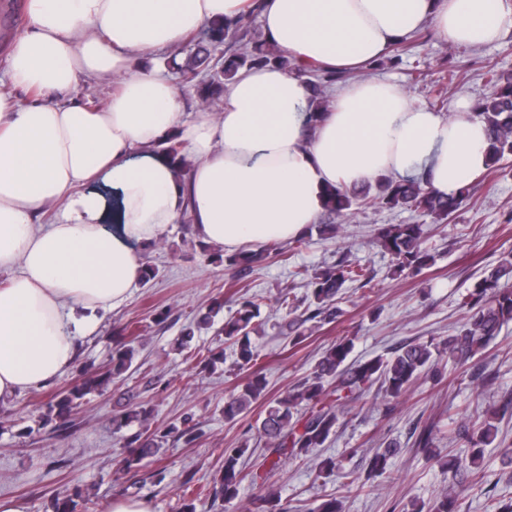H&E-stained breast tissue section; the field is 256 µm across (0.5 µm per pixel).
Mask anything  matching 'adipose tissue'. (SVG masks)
Wrapping results in <instances>:
<instances>
[{
	"instance_id": "ef3b65f1",
	"label": "adipose tissue",
	"mask_w": 512,
	"mask_h": 512,
	"mask_svg": "<svg viewBox=\"0 0 512 512\" xmlns=\"http://www.w3.org/2000/svg\"><path fill=\"white\" fill-rule=\"evenodd\" d=\"M248 0H28L8 66L30 99L0 94V401L71 369L80 340L143 277L145 246L189 215L197 237L235 251L316 223L330 186L420 179L450 193L484 169L485 124L445 114L376 78L347 84L308 123L296 72L240 71L220 112L184 118L168 78L140 58ZM266 39L298 67L353 72L429 25L461 46L512 27V0H258ZM118 78L91 109L79 77ZM178 134L180 178L157 145ZM59 207L54 223L41 216Z\"/></svg>"
}]
</instances>
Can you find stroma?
Listing matches in <instances>:
<instances>
[{
  "label": "stroma",
  "mask_w": 512,
  "mask_h": 512,
  "mask_svg": "<svg viewBox=\"0 0 512 512\" xmlns=\"http://www.w3.org/2000/svg\"><path fill=\"white\" fill-rule=\"evenodd\" d=\"M423 32V38L402 45L399 63L380 59L356 72V79L397 83L418 102L449 113L458 101L476 103L487 91V66L512 73V29L496 43L473 47L442 40L428 26ZM382 224L422 225L432 264L415 276L396 275L391 255L375 240V230ZM277 248L241 279L223 264L205 260L191 225H171L157 247L144 251L156 278L140 283L121 308L101 320L98 331L80 343L73 368L0 405V500L13 502L18 512H52L55 495L78 489L94 499V512H104L114 498L147 501L151 512H182L190 501L196 512H247L261 493L259 485L244 484L239 498L229 504L213 501L209 494L223 463V449L236 447L258 417L253 411L232 421L224 418L225 398L245 382L247 373L229 360L213 372L200 369L199 359L224 343L220 325L199 330L189 348L179 352L175 345L183 329L217 302L223 303L225 313H232L237 300L232 285L243 281L248 295L259 299L266 319L263 331L251 339L272 397L309 377L337 337H353L350 358L355 361L390 356L411 340L440 341L455 335L469 318L462 300L488 269L512 253V155L497 171L471 180L469 195L447 223L400 208L360 207L336 238H323L311 228L300 239L278 242ZM342 257L367 268L370 283H346L336 322L292 345L279 332L284 312L278 297L305 295V282L296 277V270L325 267ZM158 308L169 312L161 325L152 321ZM123 328L142 333L138 355L124 379L110 386L107 394L89 395L87 404L73 412L68 429L55 432L43 425L45 403L69 388L83 370L109 364L117 332ZM439 366L441 382L420 376L397 400L372 386L348 403L324 447L308 459L288 461L269 473L267 482L288 512H309L328 495L342 502L343 512H407L411 501L426 502L445 491L457 496L460 512H488L486 505L493 498L512 502V468L502 456L504 444H512V412L500 424V443L484 450L482 480L448 471L436 460L437 455L460 448L454 431L466 414L486 409L493 401L512 402V322L467 364L446 356ZM121 394L148 403L154 410V426L189 413L202 431L191 447L168 441L162 482L151 479L150 468L129 473L121 468L122 442L112 433ZM417 426L431 428L432 452L414 446L411 432ZM391 441L402 448L391 478L370 477V457ZM329 456L335 457L340 474L320 477L317 463ZM345 471L353 472L363 489L345 486Z\"/></svg>",
  "instance_id": "35a3bbf8"
}]
</instances>
